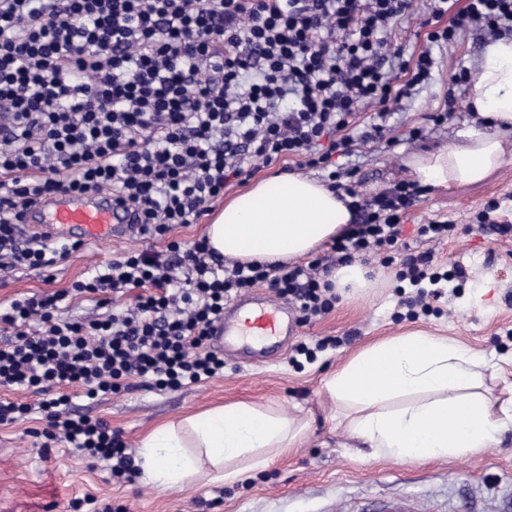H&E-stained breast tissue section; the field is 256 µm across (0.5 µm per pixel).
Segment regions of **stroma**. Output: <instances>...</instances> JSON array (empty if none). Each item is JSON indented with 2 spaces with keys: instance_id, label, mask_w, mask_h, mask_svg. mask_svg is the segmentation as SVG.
Listing matches in <instances>:
<instances>
[{
  "instance_id": "obj_1",
  "label": "stroma",
  "mask_w": 512,
  "mask_h": 512,
  "mask_svg": "<svg viewBox=\"0 0 512 512\" xmlns=\"http://www.w3.org/2000/svg\"><path fill=\"white\" fill-rule=\"evenodd\" d=\"M493 40L489 30H475L438 52L440 65L431 83L403 101L390 123L402 130L424 124L426 115L440 108L451 92L457 98L456 118L427 130L422 141L402 143L394 152L370 145L343 159L344 169L362 181L367 193L412 177L406 164L410 153L448 145L474 122L467 107L469 87H453L449 76L457 66L475 73ZM508 194L512 157L481 185L448 194L426 191L403 228L404 249L394 252L389 265L370 262L372 287L359 298H339L330 313L298 326L283 351L265 362L228 356L223 375L179 390L137 389L74 400L77 410L104 420L133 449L162 423L236 402L307 421L301 444L273 452L266 469L246 473L234 485L193 483L161 491L140 475L131 482L113 477L107 464H91L69 443L46 445L31 437V430L43 426L33 414L0 425V512H72L71 502L87 496L126 506L129 512H387L389 504L403 500L416 512H494L498 496L512 487V427L498 435L491 448L464 457L371 459L354 449L324 380L363 347L421 330L455 338L482 355L488 363L483 394L500 404L512 400V339L505 335L512 329V235L498 234L474 220L481 205ZM425 216L452 221L455 233L438 245L426 242L417 232ZM137 246L127 237L88 242L50 270L0 269V303L66 289L70 295L63 316L100 315V307L72 292V284ZM425 252L432 253L438 271L459 264L467 275L445 288L428 313L411 318L405 301L415 298L417 290L397 274L406 254ZM325 336L339 337L340 342L315 348V341ZM302 343L313 346L312 356L297 353Z\"/></svg>"
}]
</instances>
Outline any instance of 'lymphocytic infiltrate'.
Returning a JSON list of instances; mask_svg holds the SVG:
<instances>
[{
    "label": "lymphocytic infiltrate",
    "instance_id": "1",
    "mask_svg": "<svg viewBox=\"0 0 512 512\" xmlns=\"http://www.w3.org/2000/svg\"><path fill=\"white\" fill-rule=\"evenodd\" d=\"M412 0H0V268H50L79 245L24 236L37 202L107 193L136 215V249L76 282L117 303L105 316L58 314L66 294L0 305L16 332L0 348V388L37 394L0 400V424L41 413L50 440L69 442L113 476L133 480L132 452L107 423L77 412L71 389L93 400L130 380L176 390L224 370L209 329L233 295L267 285L302 322L331 312L323 265L223 258L207 239L167 241L197 223L255 161L325 172L350 199L353 221L331 245L338 263L397 250L424 188L401 179L375 194L343 182L338 161L356 147L394 151L392 109L427 85L435 53L484 26L512 34V0H432L420 51L387 52L392 21ZM430 254L407 256L400 279L431 288ZM131 302H124V295ZM38 331L27 332L29 322Z\"/></svg>",
    "mask_w": 512,
    "mask_h": 512
}]
</instances>
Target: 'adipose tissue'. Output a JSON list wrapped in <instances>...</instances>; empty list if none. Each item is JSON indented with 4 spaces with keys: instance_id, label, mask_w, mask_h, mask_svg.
I'll return each instance as SVG.
<instances>
[{
    "instance_id": "1",
    "label": "adipose tissue",
    "mask_w": 512,
    "mask_h": 512,
    "mask_svg": "<svg viewBox=\"0 0 512 512\" xmlns=\"http://www.w3.org/2000/svg\"><path fill=\"white\" fill-rule=\"evenodd\" d=\"M491 127L471 126L458 141L413 154L418 180L439 191L484 182L512 148V38L492 42L469 98ZM352 214L335 192L301 176L262 179L224 202L207 227L210 246L241 262L278 263L308 255L337 237ZM486 362L445 336L415 331L369 346L325 383L349 433L374 456L399 461L462 457L491 447L512 415L496 413L479 391ZM304 428L248 403L163 424L140 442L148 483L162 490L205 481L232 484L266 469L275 450L295 447Z\"/></svg>"
}]
</instances>
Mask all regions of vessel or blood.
<instances>
[{"label": "vessel or blood", "mask_w": 512, "mask_h": 512, "mask_svg": "<svg viewBox=\"0 0 512 512\" xmlns=\"http://www.w3.org/2000/svg\"><path fill=\"white\" fill-rule=\"evenodd\" d=\"M40 224H23L25 233L65 237L66 226H73L82 240L101 241L125 233L128 218L111 197L88 198L83 195L60 194L36 209ZM298 325L293 310L265 292L240 297L225 309L215 324L212 343L220 351L237 354V342L246 336L257 338L252 358L262 359L278 348Z\"/></svg>", "instance_id": "b4317fda"}]
</instances>
